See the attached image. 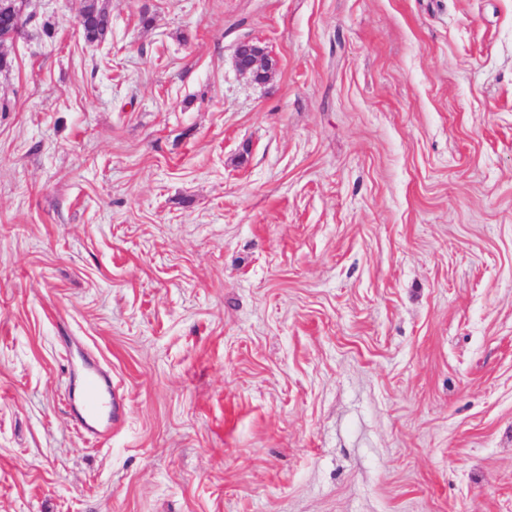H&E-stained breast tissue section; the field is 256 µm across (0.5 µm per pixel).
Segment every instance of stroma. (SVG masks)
<instances>
[{"instance_id": "35a3bbf8", "label": "stroma", "mask_w": 512, "mask_h": 512, "mask_svg": "<svg viewBox=\"0 0 512 512\" xmlns=\"http://www.w3.org/2000/svg\"><path fill=\"white\" fill-rule=\"evenodd\" d=\"M83 2L0 45V512H512V0ZM99 0H85L81 16L84 38L88 42L102 40L109 28V13ZM234 64L240 75L248 76L257 82H264L273 68L274 60L262 46L245 39L237 44ZM121 401L112 387V377L91 367L84 374L83 391L73 398L72 412L76 425L95 440L112 438V418Z\"/></svg>"}]
</instances>
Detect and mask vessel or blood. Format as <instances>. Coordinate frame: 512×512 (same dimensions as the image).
Returning a JSON list of instances; mask_svg holds the SVG:
<instances>
[{
    "instance_id": "obj_1",
    "label": "vessel or blood",
    "mask_w": 512,
    "mask_h": 512,
    "mask_svg": "<svg viewBox=\"0 0 512 512\" xmlns=\"http://www.w3.org/2000/svg\"><path fill=\"white\" fill-rule=\"evenodd\" d=\"M120 404L111 377L99 369H89L84 376L83 391L72 404L74 421L90 438L111 439L112 420Z\"/></svg>"
}]
</instances>
